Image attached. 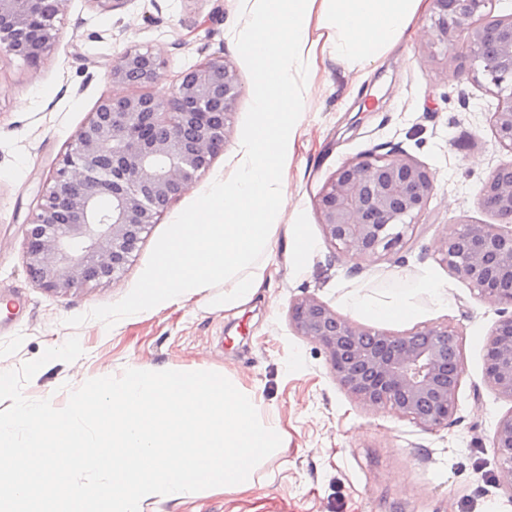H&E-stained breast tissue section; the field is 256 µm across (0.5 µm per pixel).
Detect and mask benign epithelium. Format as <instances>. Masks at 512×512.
Returning a JSON list of instances; mask_svg holds the SVG:
<instances>
[{"instance_id":"obj_1","label":"benign epithelium","mask_w":512,"mask_h":512,"mask_svg":"<svg viewBox=\"0 0 512 512\" xmlns=\"http://www.w3.org/2000/svg\"><path fill=\"white\" fill-rule=\"evenodd\" d=\"M68 0H0V48L38 64L55 40ZM492 0H431L432 44L452 52L475 81L497 89L496 144L509 159L488 177L481 207L497 224L463 223L441 243V261L487 301L512 306V14L478 23ZM467 34L465 55L456 44ZM164 61L130 48L113 62L119 84L152 83ZM240 95L238 75L222 59L182 73L170 93L105 97L56 163L25 234L31 280L60 296L82 283L110 280L128 264L142 234L224 150ZM435 191L426 166L401 154L362 155L344 163L316 206L326 239L343 254L385 256L403 247ZM294 331L320 343L341 387L359 402L388 406L425 429L448 426L457 411L462 366L454 327L393 335L359 327L306 296L289 307ZM485 376L512 400V316L486 345ZM492 448L512 484V414Z\"/></svg>"}]
</instances>
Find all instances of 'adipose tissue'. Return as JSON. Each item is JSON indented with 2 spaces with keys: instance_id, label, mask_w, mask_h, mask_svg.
Segmentation results:
<instances>
[{
  "instance_id": "ef3b65f1",
  "label": "adipose tissue",
  "mask_w": 512,
  "mask_h": 512,
  "mask_svg": "<svg viewBox=\"0 0 512 512\" xmlns=\"http://www.w3.org/2000/svg\"><path fill=\"white\" fill-rule=\"evenodd\" d=\"M429 0H251L237 32L261 92L253 121L235 155L231 179L215 183L198 207L174 225L141 278L133 312L188 300L199 289L225 284L224 309L250 302L277 262L274 237H288V269L306 270L314 243L298 225H282L287 176L320 58L366 69L407 46ZM348 306L375 320L419 312L412 295L348 297Z\"/></svg>"
}]
</instances>
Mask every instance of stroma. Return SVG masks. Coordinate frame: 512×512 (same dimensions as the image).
<instances>
[{
	"label": "stroma",
	"instance_id": "35a3bbf8",
	"mask_svg": "<svg viewBox=\"0 0 512 512\" xmlns=\"http://www.w3.org/2000/svg\"><path fill=\"white\" fill-rule=\"evenodd\" d=\"M246 0H126L119 9L69 0L56 38L38 66L0 50V370L19 367L45 349L78 337L83 355L55 360L25 386L30 399L63 407L71 390L125 368L208 370L256 392L260 414L276 415L287 450L272 457L245 493L214 488L180 501H148L143 512H512L491 440L512 413L485 378V351L512 307L489 303L442 263V241L458 223H492L478 201L506 158L491 118L497 97L467 71L447 64L432 45L433 11L404 50L369 67L361 87L328 57L304 116L310 150H298L287 178L285 221H296L315 244L306 273L280 270L252 301L225 316L223 285L188 301L130 313L143 271L173 224L217 182L232 175L240 139L259 93L236 31ZM151 50L164 65L148 87L162 97L181 73L209 59L237 71L240 96L223 152L144 233L124 272L60 297L32 282L24 263L25 232L42 185L101 98L139 93L111 81L125 50ZM407 154L424 164L435 192L399 251L364 262L339 253L325 238L316 199L345 162L362 154ZM433 276L447 307L414 293L411 273ZM414 293L421 315L375 322L350 310L345 294L386 298ZM326 303L354 324L401 335L451 325L459 333L462 375L453 422L428 430L387 407L355 401L334 378L324 348L291 327V303L304 296Z\"/></svg>",
	"mask_w": 512,
	"mask_h": 512
}]
</instances>
